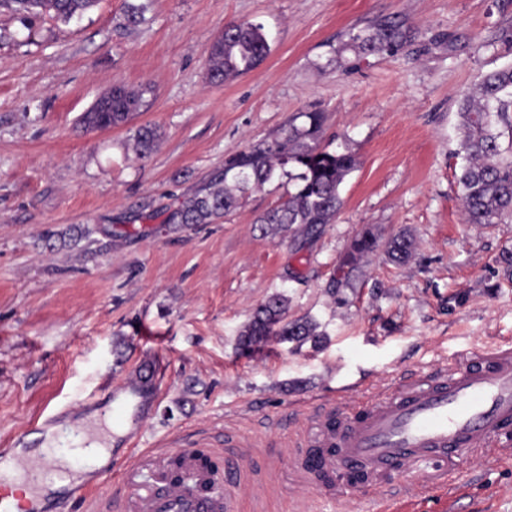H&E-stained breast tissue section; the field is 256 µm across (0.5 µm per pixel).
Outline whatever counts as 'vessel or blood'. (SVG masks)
I'll list each match as a JSON object with an SVG mask.
<instances>
[{
    "mask_svg": "<svg viewBox=\"0 0 512 512\" xmlns=\"http://www.w3.org/2000/svg\"><path fill=\"white\" fill-rule=\"evenodd\" d=\"M139 385V378L126 380L112 399L114 421L133 433L141 431L153 400ZM317 423V445L324 450L321 469L327 473L343 469L372 478L394 468L411 471L421 461L433 465L493 447L512 430V343L483 349L471 361L375 400L355 416L335 421L325 412ZM180 460L183 481L175 484L166 453L141 457L138 466H150L153 477L139 483L138 467L129 468L125 493L114 512H233L232 501L214 489L217 479L235 478L233 468L214 473L190 451L182 452ZM5 463L13 464L16 478L34 499L58 482L68 499L79 501L112 474L111 466L95 465L90 479L70 480L53 449L33 457L22 448H0V465Z\"/></svg>",
    "mask_w": 512,
    "mask_h": 512,
    "instance_id": "vessel-or-blood-1",
    "label": "vessel or blood"
}]
</instances>
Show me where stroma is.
Masks as SVG:
<instances>
[{
    "instance_id": "stroma-1",
    "label": "stroma",
    "mask_w": 512,
    "mask_h": 512,
    "mask_svg": "<svg viewBox=\"0 0 512 512\" xmlns=\"http://www.w3.org/2000/svg\"><path fill=\"white\" fill-rule=\"evenodd\" d=\"M99 0L63 23L0 13V448L62 414L55 447L95 397L108 408L131 373L153 371L156 405L140 436L112 444V475L85 506L107 512L131 448L238 454L227 492L235 512H512V446L467 454L448 485L386 472L368 486L317 490L295 471L319 438L308 415L339 401L359 410L401 381L438 374L512 340V223H464L457 181V101L480 75L512 63V0ZM384 20L407 33L393 52L346 48L351 28ZM262 24L271 52L221 84L207 49L231 22ZM146 89L126 124L85 129L80 117L112 85ZM302 112L324 117L320 145L359 160L334 223L272 238L256 219L287 182L250 190L209 224L162 231L183 198L230 156L283 137ZM159 141L134 151L141 126ZM415 242L347 277L356 233ZM315 320L321 346L238 347L269 296ZM413 251V241L404 234L392 237L386 247V252L390 259L396 263H405L411 257Z\"/></svg>"
}]
</instances>
